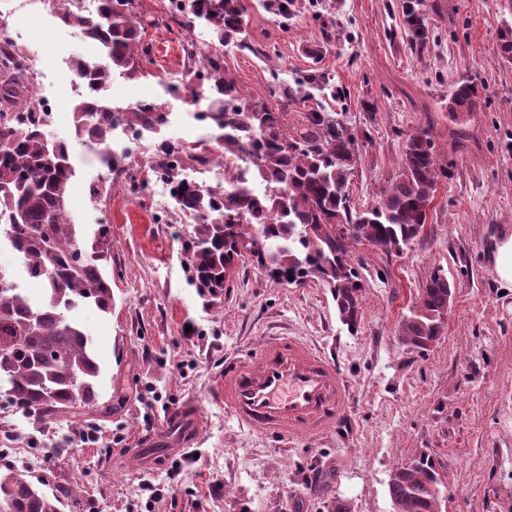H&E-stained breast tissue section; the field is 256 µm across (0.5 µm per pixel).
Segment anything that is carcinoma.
Segmentation results:
<instances>
[{"label": "carcinoma", "mask_w": 512, "mask_h": 512, "mask_svg": "<svg viewBox=\"0 0 512 512\" xmlns=\"http://www.w3.org/2000/svg\"><path fill=\"white\" fill-rule=\"evenodd\" d=\"M59 21L80 32L104 51L105 60L77 56L71 67L85 77L90 97L75 100L72 112L77 138L98 148L101 161L121 174L128 155L109 150L120 124L139 127L157 137L170 113L145 112L135 104L124 109L103 94L106 71L127 78L146 73L152 46L142 40L148 26L181 30L184 59L197 67L209 94L208 123L223 149L228 179L212 189L187 180L184 171L204 166L213 154L163 141L155 170L176 189L179 212L186 220L185 253L191 283L215 302L233 280L237 265L248 261L273 280L301 285L321 280L331 292L343 325L358 332L363 319L362 279L351 265V247L368 242L386 253H402L426 224L438 178L448 176L440 164L430 130L405 139L399 169L379 199L362 209L352 205L350 183L359 162V136L334 112L312 109L293 129L260 102L247 99L224 61V54L200 51L188 32L190 17L205 20L219 46L266 55L268 44L251 39L240 0H169L168 18H144L137 0H99V17L70 9V0H55ZM497 53L512 61V25L500 30ZM0 50V113L28 101L31 69L3 66ZM303 83L276 84L288 106L304 103ZM479 90L470 80L454 85L448 115L455 123L477 111ZM73 174L68 146L46 138L32 116L27 122L0 124V241L9 242L32 278L43 281L42 297L25 293L14 274L0 267V386L9 406L41 423L63 421L82 409L98 406L101 368L92 341L75 311L81 306L112 313V278L103 272L110 259L106 240L86 246L72 223L69 186ZM255 179L263 194L251 190ZM451 285L442 270L433 271L398 324L408 347L425 350L437 342L442 317L448 314ZM441 480L428 456L397 466L388 494L394 512H440ZM0 504L6 512H62L61 496L37 486L28 474L8 465L0 471Z\"/></svg>", "instance_id": "obj_1"}]
</instances>
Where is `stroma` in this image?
<instances>
[{"label":"stroma","instance_id":"35a3bbf8","mask_svg":"<svg viewBox=\"0 0 512 512\" xmlns=\"http://www.w3.org/2000/svg\"><path fill=\"white\" fill-rule=\"evenodd\" d=\"M241 2L253 37L272 44L266 58L226 52L246 94L284 112L292 127L318 106L368 134L351 180L356 204L373 202L397 172L407 134L430 127L450 174L438 181L424 234L401 255L354 247L366 288L355 334L320 282L282 285L250 264L238 268L221 304L208 305L188 280L177 214L158 217L151 195L134 200L110 189L105 166L74 134L67 64L94 56L95 45L56 22L54 0H13L34 77L61 116L46 134L70 146L74 221L88 241L106 232L111 246L114 306L108 315L80 313L101 364L98 407L50 427L0 407V448L38 454L34 475L46 492H79L78 507L63 512H324L326 494L347 500L351 512H392L390 473L422 454L444 477L443 512H512V292L500 290L487 253L496 229L512 225V62L496 55L512 13L505 0H302L284 18L266 0ZM410 6L427 28L419 49L404 22ZM144 38L155 63L137 80L114 75L118 104L161 97L163 81L185 71L163 26ZM314 72L335 93L282 106L275 82ZM463 78L481 99L455 148L448 96ZM170 110L167 139L217 150L187 104ZM437 268L454 287L447 323L438 343L412 350L398 323ZM274 335L320 349L350 384L345 418L319 439L284 444L240 427L224 409L225 359H247ZM184 407L198 416L192 440L170 417ZM90 426L96 441L81 442ZM146 480L159 497L142 494Z\"/></svg>","mask_w":512,"mask_h":512}]
</instances>
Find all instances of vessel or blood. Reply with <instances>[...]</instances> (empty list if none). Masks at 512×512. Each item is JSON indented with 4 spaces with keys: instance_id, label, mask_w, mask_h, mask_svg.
<instances>
[{
    "instance_id": "b4317fda",
    "label": "vessel or blood",
    "mask_w": 512,
    "mask_h": 512,
    "mask_svg": "<svg viewBox=\"0 0 512 512\" xmlns=\"http://www.w3.org/2000/svg\"><path fill=\"white\" fill-rule=\"evenodd\" d=\"M348 400L336 366L296 336L268 337L248 362L224 365L225 410L279 440L320 437L336 427Z\"/></svg>"
}]
</instances>
